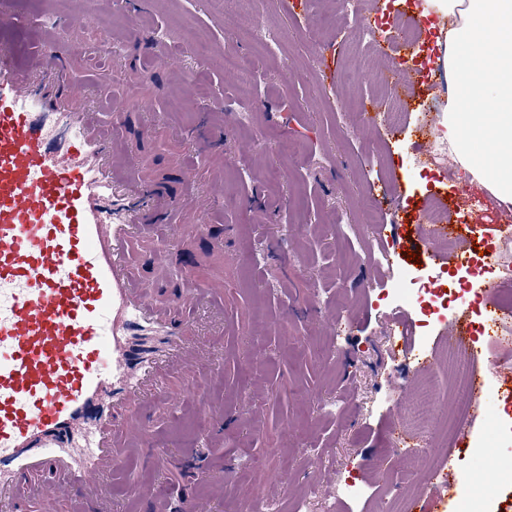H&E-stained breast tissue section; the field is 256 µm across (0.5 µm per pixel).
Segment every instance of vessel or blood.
I'll return each instance as SVG.
<instances>
[{"instance_id": "1", "label": "vessel or blood", "mask_w": 512, "mask_h": 512, "mask_svg": "<svg viewBox=\"0 0 512 512\" xmlns=\"http://www.w3.org/2000/svg\"><path fill=\"white\" fill-rule=\"evenodd\" d=\"M98 7L45 32L24 64L0 41V512H112L113 475L150 443L157 372L174 392L208 365L187 311L224 309L223 283L159 300L134 272L141 209L160 190L67 69L83 51L70 31ZM457 221L421 225L429 263L466 262L436 245Z\"/></svg>"}]
</instances>
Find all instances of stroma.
Masks as SVG:
<instances>
[{"instance_id": "1", "label": "stroma", "mask_w": 512, "mask_h": 512, "mask_svg": "<svg viewBox=\"0 0 512 512\" xmlns=\"http://www.w3.org/2000/svg\"><path fill=\"white\" fill-rule=\"evenodd\" d=\"M85 0H0L14 18L1 36L18 55L39 47L43 29L80 11ZM118 48L111 60H71L73 80L98 102L118 101L115 120L131 156L166 187L184 191L186 179L217 165L223 182L205 233L168 248L169 276L158 281L153 250L135 265L149 291L186 288L191 279L219 278L224 288V333L212 345V374L196 382L190 401L222 406L224 421L205 414L159 413L149 423L154 448L175 458L162 468L132 459L112 479L113 506L136 481L147 490L135 512H156L167 500L203 499L208 512H241L256 497L279 499L283 512H377L379 503L410 501L433 512L423 478L405 476L401 455L416 448H468L497 402L472 411L451 439L435 426L401 434L399 402L413 396L417 361L405 357L391 332L389 302L396 272L355 251L422 253L416 230L422 208L441 198L448 211L472 216L471 247L489 251L500 233V211L481 186L428 166L412 174L409 156L420 129H433L430 82L405 48L384 56L363 47L356 25H373L399 12L434 40L432 18L405 0H250L234 30L223 22L224 0H113ZM273 29L277 42L264 55L248 32ZM338 45L337 68L348 79L328 89L321 56ZM255 57L253 92L243 96L238 74L225 71V50ZM390 70L415 89L409 116L390 131L374 75ZM193 87V109L169 111L170 99ZM254 115L250 126L241 117ZM224 124L212 136L208 120ZM399 174L403 197L392 205L383 185ZM385 226L387 244L366 230V213ZM338 248L321 247L319 234ZM223 253H213L215 242ZM227 477L228 488L216 483ZM345 483L365 486L358 501L336 497Z\"/></svg>"}]
</instances>
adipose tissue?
<instances>
[{
    "label": "adipose tissue",
    "mask_w": 512,
    "mask_h": 512,
    "mask_svg": "<svg viewBox=\"0 0 512 512\" xmlns=\"http://www.w3.org/2000/svg\"><path fill=\"white\" fill-rule=\"evenodd\" d=\"M438 15L441 63L463 91L450 96L437 130L467 176L512 206V0H422ZM467 67H460L459 54Z\"/></svg>",
    "instance_id": "1"
}]
</instances>
